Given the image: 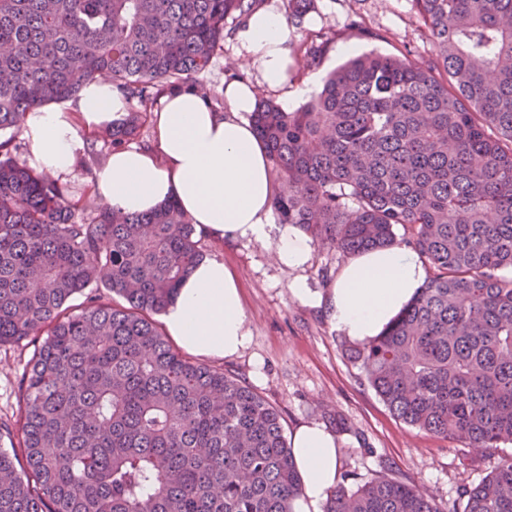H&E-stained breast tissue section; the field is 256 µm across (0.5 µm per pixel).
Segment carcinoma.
I'll use <instances>...</instances> for the list:
<instances>
[{
	"label": "carcinoma",
	"instance_id": "cac0c4a2",
	"mask_svg": "<svg viewBox=\"0 0 512 512\" xmlns=\"http://www.w3.org/2000/svg\"><path fill=\"white\" fill-rule=\"evenodd\" d=\"M414 3L430 65L366 53L308 106L262 98L251 120L282 181L279 223L347 256L400 227L428 268L386 330L350 349L368 385L412 427L497 448L512 443V0ZM259 4L0 0V345L41 338L20 453L0 448V512H291L301 478L279 411L183 356L156 320L203 258L202 232L173 200L80 220L10 151L29 109L102 71L137 103L103 136L125 145L161 93L209 65L224 20ZM313 4L289 0L291 21ZM459 497L462 512H512V458ZM325 512L441 510L375 478L332 491Z\"/></svg>",
	"mask_w": 512,
	"mask_h": 512
}]
</instances>
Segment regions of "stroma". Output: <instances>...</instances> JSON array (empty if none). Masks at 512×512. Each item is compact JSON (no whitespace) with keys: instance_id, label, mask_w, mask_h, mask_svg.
Here are the masks:
<instances>
[{"instance_id":"stroma-1","label":"stroma","mask_w":512,"mask_h":512,"mask_svg":"<svg viewBox=\"0 0 512 512\" xmlns=\"http://www.w3.org/2000/svg\"><path fill=\"white\" fill-rule=\"evenodd\" d=\"M240 23L224 22V40L193 86L206 89L215 108L224 106L230 78L257 83L239 41ZM290 79L308 85V94L281 100L289 112L305 106L326 77L350 59L369 52L427 64L435 54L413 0H315L309 17L290 29ZM205 257L224 261L240 288L252 342L241 356L210 359L237 375L276 407L286 432L299 425H323L336 436L338 485L356 487L376 477L405 482L441 508L460 512L462 485L479 484L503 460L512 444L474 448L467 442L426 434L395 418L349 360L350 345L323 308L297 300L291 285L303 276L309 288L326 292L348 258L316 247L302 274L280 267L268 242L203 235ZM36 340L0 345V448L10 447L9 430L19 410L20 384Z\"/></svg>"}]
</instances>
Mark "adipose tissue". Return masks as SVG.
<instances>
[{"mask_svg": "<svg viewBox=\"0 0 512 512\" xmlns=\"http://www.w3.org/2000/svg\"><path fill=\"white\" fill-rule=\"evenodd\" d=\"M238 37L251 55L258 85L289 86L291 32L281 14L254 11ZM256 87L228 83L221 112L196 90L170 91L150 117L153 145L111 153L90 182V193L123 213H145L176 201L197 228L212 235L255 241L275 237L279 264L305 269L313 257L311 242L296 226L272 221L270 160L249 119ZM292 89L303 92L298 85ZM128 111V100L105 73L87 80L74 99L33 107L21 125L29 146L27 164L36 172L69 179L87 139L123 122ZM426 278L421 256L394 244L353 257L326 293L311 291L302 279L293 282L292 293L302 303L326 306L336 331L362 343L390 323ZM164 326L180 347L202 358H232L251 344L236 278L214 258L202 259L183 281ZM289 443L302 483L292 512H321L336 485V437L322 425L303 424Z\"/></svg>", "mask_w": 512, "mask_h": 512, "instance_id": "obj_1", "label": "adipose tissue"}]
</instances>
